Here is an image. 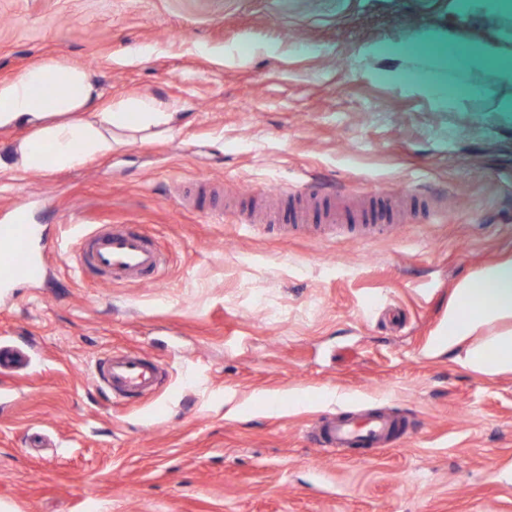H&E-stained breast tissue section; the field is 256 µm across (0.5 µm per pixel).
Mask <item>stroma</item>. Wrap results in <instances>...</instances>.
I'll use <instances>...</instances> for the list:
<instances>
[{"instance_id":"1","label":"stroma","mask_w":512,"mask_h":512,"mask_svg":"<svg viewBox=\"0 0 512 512\" xmlns=\"http://www.w3.org/2000/svg\"><path fill=\"white\" fill-rule=\"evenodd\" d=\"M48 61L170 131L86 165L0 171V224L40 225L42 276L0 289V512H512V374L430 355L454 288L512 258V0H0V81ZM386 182L387 234L241 221L257 191ZM235 198L213 218L209 182ZM138 224L160 281L67 260L74 225ZM113 349L164 380L112 399ZM408 416L321 451L328 412Z\"/></svg>"}]
</instances>
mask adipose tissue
I'll return each mask as SVG.
<instances>
[{
	"instance_id": "adipose-tissue-1",
	"label": "adipose tissue",
	"mask_w": 512,
	"mask_h": 512,
	"mask_svg": "<svg viewBox=\"0 0 512 512\" xmlns=\"http://www.w3.org/2000/svg\"><path fill=\"white\" fill-rule=\"evenodd\" d=\"M99 83L90 70L37 62L0 81V127L24 126L29 136L0 155V170L75 168L111 153L130 138L148 140L170 130L174 113L152 97L113 99L97 108ZM512 318V259L467 280L448 304V330L432 337L431 353H448L485 377L512 373V334L482 335L483 327Z\"/></svg>"
}]
</instances>
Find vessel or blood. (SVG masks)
I'll return each instance as SVG.
<instances>
[{"label":"vessel or blood","instance_id":"obj_1","mask_svg":"<svg viewBox=\"0 0 512 512\" xmlns=\"http://www.w3.org/2000/svg\"><path fill=\"white\" fill-rule=\"evenodd\" d=\"M363 194L372 200V207L362 208L349 202L336 185L318 183L308 192L309 197L316 200V208H284L276 213L273 221L282 225L374 224L382 232L388 225L403 223V216L386 205L392 195L388 184L371 181ZM36 235L33 227L0 225V243L7 246L6 253L0 255V287L11 284L21 270L29 278L41 277L43 265L33 251ZM74 260L77 269L94 272L113 285L155 282L160 279L165 265L162 252L133 224H100L82 232ZM93 375L113 396L132 399L154 392L160 369L140 352L113 350L97 361ZM407 432V426L393 416L329 413L321 420L313 437L319 447L333 451L382 448Z\"/></svg>","mask_w":512,"mask_h":512}]
</instances>
